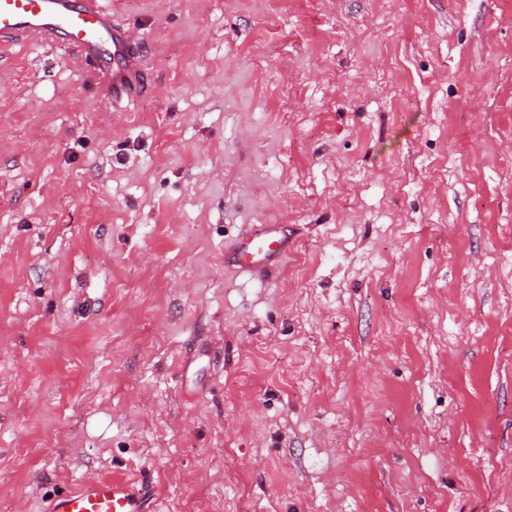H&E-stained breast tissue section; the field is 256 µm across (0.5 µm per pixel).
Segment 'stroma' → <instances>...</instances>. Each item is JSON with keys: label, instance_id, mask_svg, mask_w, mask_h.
Returning <instances> with one entry per match:
<instances>
[{"label": "stroma", "instance_id": "1", "mask_svg": "<svg viewBox=\"0 0 512 512\" xmlns=\"http://www.w3.org/2000/svg\"><path fill=\"white\" fill-rule=\"evenodd\" d=\"M111 7L124 109L0 59V512H512V0ZM287 224H253L224 250V264L243 273H268L288 259ZM48 512H149L142 488L119 478H97L54 498Z\"/></svg>", "mask_w": 512, "mask_h": 512}]
</instances>
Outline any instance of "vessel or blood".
I'll return each instance as SVG.
<instances>
[{
    "instance_id": "1",
    "label": "vessel or blood",
    "mask_w": 512,
    "mask_h": 512,
    "mask_svg": "<svg viewBox=\"0 0 512 512\" xmlns=\"http://www.w3.org/2000/svg\"><path fill=\"white\" fill-rule=\"evenodd\" d=\"M133 29L114 26L100 0H0V54L29 43L60 46L82 61L111 47L120 72L139 70ZM291 240L284 224H255L224 251V262L243 273H268L288 259ZM48 512H148L142 488L119 478H97L54 498Z\"/></svg>"
}]
</instances>
